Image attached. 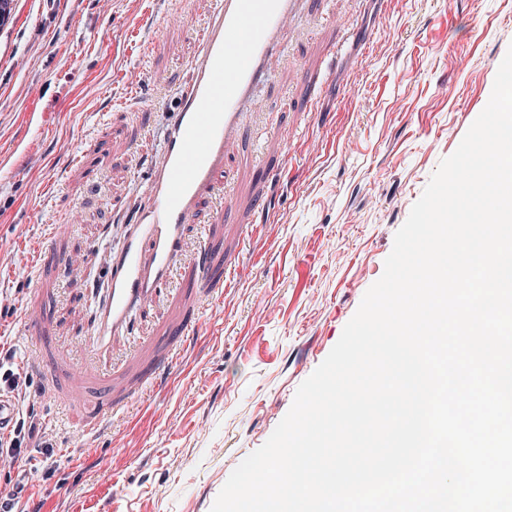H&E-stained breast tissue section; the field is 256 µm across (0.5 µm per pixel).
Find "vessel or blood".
<instances>
[{
  "label": "vessel or blood",
  "instance_id": "obj_1",
  "mask_svg": "<svg viewBox=\"0 0 512 512\" xmlns=\"http://www.w3.org/2000/svg\"><path fill=\"white\" fill-rule=\"evenodd\" d=\"M298 5L299 0H208L211 22L203 35L204 54L191 88L179 100L148 202L121 249L109 254L107 301L82 353L80 381L88 390L85 430L123 421L135 396L157 385L175 363L174 342L197 332L196 320L174 299L160 335L132 349L124 345L138 313L162 297V285L178 271L207 278L206 261L187 254L185 229L201 201L214 194L224 160L246 130L255 89ZM31 360L43 368L46 397L56 399L60 372L44 368L42 349H35Z\"/></svg>",
  "mask_w": 512,
  "mask_h": 512
}]
</instances>
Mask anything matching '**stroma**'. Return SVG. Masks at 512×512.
<instances>
[{"label": "stroma", "instance_id": "stroma-1", "mask_svg": "<svg viewBox=\"0 0 512 512\" xmlns=\"http://www.w3.org/2000/svg\"><path fill=\"white\" fill-rule=\"evenodd\" d=\"M340 20L356 30L341 54ZM208 22L206 0H13L0 26V336L19 366L28 317L55 367L93 335L104 255L146 203ZM511 46L512 0H371L362 15L353 0H303L226 161L235 205L215 194L187 227L224 281L205 290L174 277L199 331L124 427L84 433L82 388L63 381L34 411L52 458L30 449L0 484L23 483L45 512H211L382 276ZM305 69L320 88L313 112ZM248 227L260 231L252 245Z\"/></svg>", "mask_w": 512, "mask_h": 512}]
</instances>
